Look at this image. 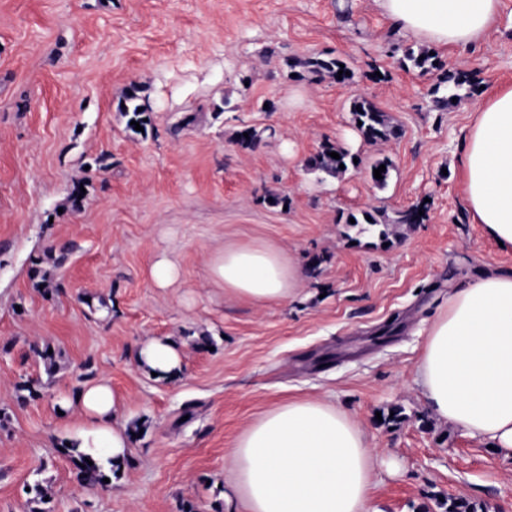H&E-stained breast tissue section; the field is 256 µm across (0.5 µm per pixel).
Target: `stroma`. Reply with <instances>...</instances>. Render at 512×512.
<instances>
[{"mask_svg":"<svg viewBox=\"0 0 512 512\" xmlns=\"http://www.w3.org/2000/svg\"><path fill=\"white\" fill-rule=\"evenodd\" d=\"M421 45L378 0H0V512H29L37 486L48 512H245L224 502L226 450L294 398L353 415L401 464L375 475V512H446L452 499L512 512V452L439 422L414 383L421 331L449 289L512 272L459 179L483 88L512 83V0L478 43L438 49L481 84L447 108L434 103L437 72L402 63ZM316 56L346 62L351 84L287 65ZM132 92L150 118L142 133L122 109ZM356 94L397 138L363 141ZM244 126L257 149L234 143ZM327 142L357 166L309 171ZM383 158L380 188L368 170ZM424 200L423 223L393 224ZM365 212L388 222L349 223ZM229 242L306 268L295 295L263 308L225 297L209 260ZM162 255L180 272L165 288L151 280ZM154 337L180 352L173 378L137 362ZM26 378L40 398H18ZM98 380L136 430L103 490L78 484L63 450L79 411L58 413Z\"/></svg>","mask_w":512,"mask_h":512,"instance_id":"1","label":"stroma"}]
</instances>
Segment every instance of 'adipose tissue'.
Returning a JSON list of instances; mask_svg holds the SVG:
<instances>
[{"instance_id":"obj_1","label":"adipose tissue","mask_w":512,"mask_h":512,"mask_svg":"<svg viewBox=\"0 0 512 512\" xmlns=\"http://www.w3.org/2000/svg\"><path fill=\"white\" fill-rule=\"evenodd\" d=\"M403 30L437 46L466 47L495 23L502 0H379ZM465 199L476 223L512 250V85L486 92L463 147ZM211 275L225 296L257 306L292 297L304 279L299 264L268 246L228 244L213 255ZM138 361L158 378L174 377L181 359L165 338L148 341ZM415 382L442 421L497 448L512 451V274L487 272L448 292L445 307L425 331ZM80 421L67 441L101 467L128 456L126 426L117 423L118 398L108 382L76 396ZM225 502L247 512H373V476L399 463L372 448L360 423L319 399L272 406L227 451Z\"/></svg>"}]
</instances>
